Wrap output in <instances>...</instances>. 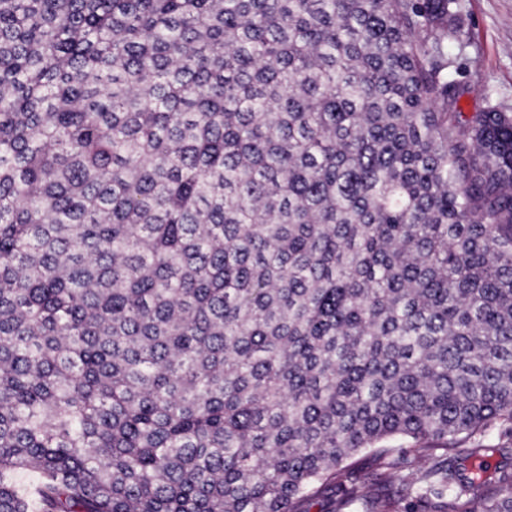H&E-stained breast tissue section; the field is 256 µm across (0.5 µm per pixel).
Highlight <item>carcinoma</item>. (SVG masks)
<instances>
[{"label": "carcinoma", "instance_id": "cac0c4a2", "mask_svg": "<svg viewBox=\"0 0 512 512\" xmlns=\"http://www.w3.org/2000/svg\"><path fill=\"white\" fill-rule=\"evenodd\" d=\"M470 41L458 0H0V512H512L456 454L512 441Z\"/></svg>", "mask_w": 512, "mask_h": 512}]
</instances>
